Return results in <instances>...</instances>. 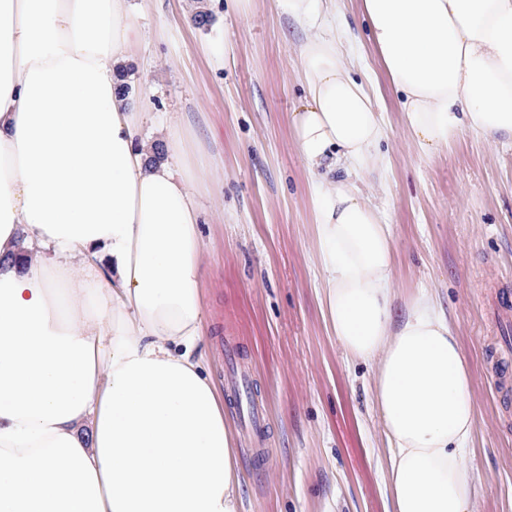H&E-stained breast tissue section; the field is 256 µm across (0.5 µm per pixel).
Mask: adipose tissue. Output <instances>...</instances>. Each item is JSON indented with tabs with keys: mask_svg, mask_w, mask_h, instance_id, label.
<instances>
[{
	"mask_svg": "<svg viewBox=\"0 0 512 512\" xmlns=\"http://www.w3.org/2000/svg\"><path fill=\"white\" fill-rule=\"evenodd\" d=\"M304 32L290 128L310 175L324 319L376 365L391 512H473L472 374L435 298L393 302V231L363 189L380 113L336 0H277ZM150 0H0V512H239L203 375L204 162L145 138L123 93ZM414 143L512 144V0H362ZM341 179H334L336 170Z\"/></svg>",
	"mask_w": 512,
	"mask_h": 512,
	"instance_id": "1",
	"label": "adipose tissue"
}]
</instances>
